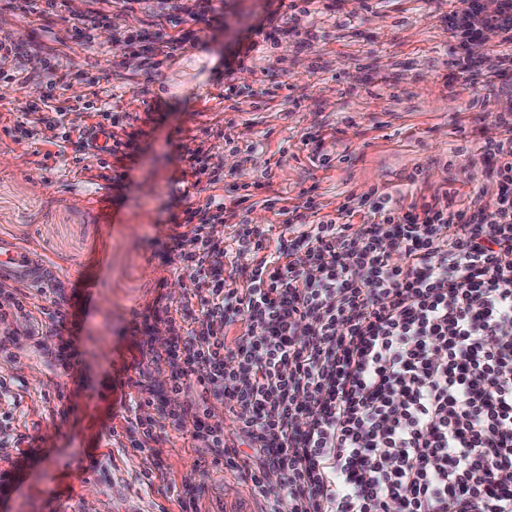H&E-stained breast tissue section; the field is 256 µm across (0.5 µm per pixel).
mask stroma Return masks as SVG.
Instances as JSON below:
<instances>
[{"label":"stroma","mask_w":512,"mask_h":512,"mask_svg":"<svg viewBox=\"0 0 512 512\" xmlns=\"http://www.w3.org/2000/svg\"><path fill=\"white\" fill-rule=\"evenodd\" d=\"M212 4L223 23L183 14L176 31L189 40L149 72L142 49L161 31V0L123 16L127 47L101 29L76 37L88 12L115 11L112 0H56L46 14L0 0L7 31L52 47L67 75L46 91L50 76L33 53L27 85L0 79V239L57 263L77 324H47L33 338L26 312L9 319L0 472L11 489L0 512H183L191 499L198 512H224L251 496V483L217 470L209 450L174 429L135 448L120 404L130 391L112 385L114 364L141 359L134 312L180 308L196 290L192 270L158 256L173 215L214 195L230 205L226 224L276 228L283 218L266 199L292 209L311 197L331 216L350 203L352 223L366 224L378 190L401 213L445 189L462 207L495 190L483 147L499 135L496 117L512 113V43L488 35L472 67L457 65L448 19L458 0H315L296 15L290 0ZM252 43L259 53L238 62ZM100 112L125 128L117 152L79 142ZM195 152L206 169L193 176ZM72 333V367L52 370L46 350Z\"/></svg>","instance_id":"stroma-1"}]
</instances>
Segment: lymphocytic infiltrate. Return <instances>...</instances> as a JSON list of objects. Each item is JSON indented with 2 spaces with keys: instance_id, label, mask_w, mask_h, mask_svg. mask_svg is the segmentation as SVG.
Returning a JSON list of instances; mask_svg holds the SVG:
<instances>
[{
  "instance_id": "f902f5d3",
  "label": "lymphocytic infiltrate",
  "mask_w": 512,
  "mask_h": 512,
  "mask_svg": "<svg viewBox=\"0 0 512 512\" xmlns=\"http://www.w3.org/2000/svg\"><path fill=\"white\" fill-rule=\"evenodd\" d=\"M454 28L511 32L512 0L492 16L461 0ZM496 125L486 204L446 190L400 214L382 192L372 223L290 219L274 241L238 224L225 245L223 201L187 209L171 251L197 277L195 326L161 352L151 324H175L170 309L132 323L142 360L125 383L155 409L129 425L139 449L173 427L256 494L278 484L292 512H512V118ZM242 258L243 286L226 283ZM218 404L234 432L211 422Z\"/></svg>"
}]
</instances>
